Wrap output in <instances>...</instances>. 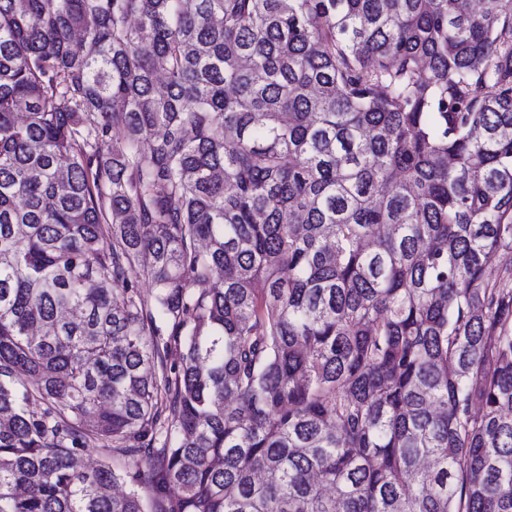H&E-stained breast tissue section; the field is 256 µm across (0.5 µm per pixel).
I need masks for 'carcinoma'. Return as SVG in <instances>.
I'll list each match as a JSON object with an SVG mask.
<instances>
[{
	"label": "carcinoma",
	"mask_w": 512,
	"mask_h": 512,
	"mask_svg": "<svg viewBox=\"0 0 512 512\" xmlns=\"http://www.w3.org/2000/svg\"><path fill=\"white\" fill-rule=\"evenodd\" d=\"M501 250L512 0H0V512H512Z\"/></svg>",
	"instance_id": "cac0c4a2"
}]
</instances>
